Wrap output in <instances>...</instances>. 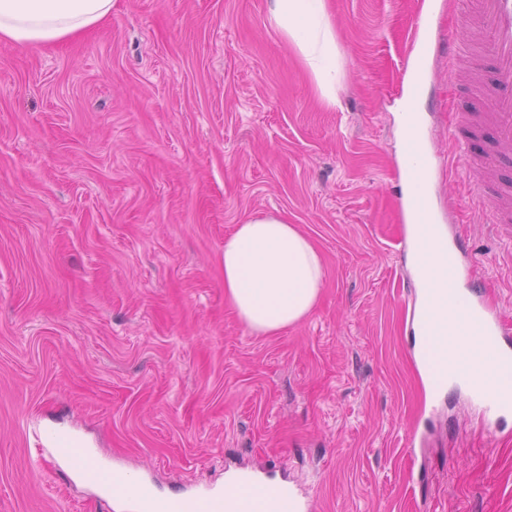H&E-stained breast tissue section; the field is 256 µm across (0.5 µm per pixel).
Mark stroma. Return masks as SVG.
I'll return each mask as SVG.
<instances>
[{
  "label": "stroma",
  "mask_w": 512,
  "mask_h": 512,
  "mask_svg": "<svg viewBox=\"0 0 512 512\" xmlns=\"http://www.w3.org/2000/svg\"><path fill=\"white\" fill-rule=\"evenodd\" d=\"M421 0H329L339 106L268 0H112L49 47L0 43V512H123L34 433L74 434L160 495L242 467L311 512H512V414L433 391L404 306L394 106ZM419 97L439 223L512 321V244L453 167L439 45ZM262 215L320 251L318 306L272 336L224 298Z\"/></svg>",
  "instance_id": "obj_1"
}]
</instances>
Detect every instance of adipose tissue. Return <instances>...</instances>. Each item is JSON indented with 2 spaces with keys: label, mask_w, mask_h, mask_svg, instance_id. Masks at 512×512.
<instances>
[{
  "label": "adipose tissue",
  "mask_w": 512,
  "mask_h": 512,
  "mask_svg": "<svg viewBox=\"0 0 512 512\" xmlns=\"http://www.w3.org/2000/svg\"><path fill=\"white\" fill-rule=\"evenodd\" d=\"M111 10L112 0H0V42L51 45L99 24ZM268 21L300 58L321 99L336 105L342 55L327 0H268ZM421 247V287L455 293L447 246L427 237ZM324 281L321 254L283 218H252L224 241V294L251 332L272 335L304 321ZM415 341L419 356L459 366L481 349L465 309L452 299Z\"/></svg>",
  "instance_id": "1"
}]
</instances>
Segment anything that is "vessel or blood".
Wrapping results in <instances>:
<instances>
[{
    "mask_svg": "<svg viewBox=\"0 0 512 512\" xmlns=\"http://www.w3.org/2000/svg\"><path fill=\"white\" fill-rule=\"evenodd\" d=\"M466 26L474 32L473 38L449 37L448 88H459L455 64L466 59L479 64L485 50L493 52V68L488 75L492 89L491 110L488 113L459 112L450 135L454 153L466 174L476 177L482 172L512 164V0H471ZM411 56L403 69L413 91H421L426 78V61L437 39L430 12H418L409 28ZM490 130L493 150L479 156L472 149V138L483 130ZM430 136L424 119H417L410 156L406 161L405 180L411 190L400 203L401 213L410 215L417 224L435 223L431 198L435 176V157L429 148ZM479 195L496 215V227L501 238L512 241V186L503 181L479 182ZM437 297L427 296L422 305L412 306L409 313L411 328L427 329L433 322ZM462 303L470 314L474 330L484 339L485 350L473 356L464 369L428 367L426 375L434 387L442 389L448 383L469 380L472 374L494 367V379L477 391V398L485 414L496 416L512 412V325L505 323L498 312L483 299L467 294ZM43 443L57 457L68 463L79 480L97 490L100 497H108L107 482L99 471L89 466L92 450L78 437L47 430ZM258 476L251 471L237 474L227 482L223 491H202L177 496L162 502L163 512H305L307 505L292 487L279 485L273 494L256 495L252 488Z\"/></svg>",
    "mask_w": 512,
    "mask_h": 512,
    "instance_id": "obj_1",
    "label": "vessel or blood"
}]
</instances>
